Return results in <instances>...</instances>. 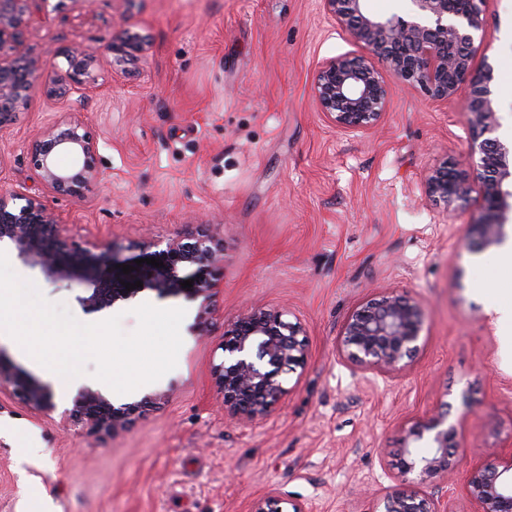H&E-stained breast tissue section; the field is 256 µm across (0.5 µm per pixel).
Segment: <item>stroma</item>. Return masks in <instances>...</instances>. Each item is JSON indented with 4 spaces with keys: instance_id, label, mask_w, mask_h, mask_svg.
Listing matches in <instances>:
<instances>
[{
    "instance_id": "1",
    "label": "stroma",
    "mask_w": 512,
    "mask_h": 512,
    "mask_svg": "<svg viewBox=\"0 0 512 512\" xmlns=\"http://www.w3.org/2000/svg\"><path fill=\"white\" fill-rule=\"evenodd\" d=\"M152 40L127 78L107 47L121 21ZM483 36L494 66L498 135L512 140V0H487ZM27 49L80 43L98 53L83 113L106 173L84 199L48 194V210L78 244L112 245L143 259L184 225L212 220L224 244L210 335H198V303L148 287L88 314L81 287H60L0 243L16 274L83 323L120 316L124 332L149 303L182 308L175 368L150 383L170 397L130 430L90 434L34 418L0 394V512H251L276 491L310 512H376L406 482L402 425L448 403L464 453L452 475L422 484L430 496L453 483L450 512H475L473 471L512 452V269L498 246L470 252L479 207L472 180L452 211L425 193L429 170L467 166L468 89L435 101L390 82L377 127L345 132L312 103V78L331 57L362 53L321 0H66L47 5L25 31ZM64 102L35 95L0 128V193L29 183L27 145ZM397 291L426 311L421 348L396 376L365 373L344 359L349 314ZM257 308L300 323L308 357L286 377L276 409L251 426L224 413L213 376L225 326ZM42 449L23 461L28 447Z\"/></svg>"
}]
</instances>
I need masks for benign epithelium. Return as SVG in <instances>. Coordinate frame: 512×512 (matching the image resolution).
Masks as SVG:
<instances>
[{
    "label": "benign epithelium",
    "mask_w": 512,
    "mask_h": 512,
    "mask_svg": "<svg viewBox=\"0 0 512 512\" xmlns=\"http://www.w3.org/2000/svg\"><path fill=\"white\" fill-rule=\"evenodd\" d=\"M48 0H0V128L26 109L35 92L68 103L29 145L30 180L39 193L21 186L0 194V242L9 241L19 258L51 283L85 287L78 297L83 310L97 313L119 300L134 296L125 284L144 281L159 295L183 291L199 301L198 335L210 334L215 284L207 277L224 265V246L208 224H188L184 233L168 239L159 252L163 266L137 267L128 274L117 267L113 248L95 243L77 246L67 225L43 204V194L81 199L85 190L103 180L97 165L98 142L90 132L83 105L96 64V55L81 44L58 47L53 56L65 68L49 67L46 60L24 48L23 31L32 5ZM323 8L372 53L367 57L340 54L319 66L312 85L317 111L336 128L362 132L376 126L388 99L387 78L436 100L455 97L464 83L470 91L465 113L472 132L468 165L479 184L482 203L469 222L466 247L481 251L500 243L512 218V147L493 137L498 126L491 69L473 67L474 33L482 29L485 0H412L407 18L369 14L364 0H322ZM144 36L128 27L108 45L112 69L127 72V65L149 51ZM466 173L453 163L432 168L426 194L435 205L451 208L462 200ZM193 266L182 276L180 269ZM194 280L183 288L184 280ZM425 311L421 304L397 292L367 301L348 316L340 340L342 355L363 372L392 376L420 349ZM223 360L214 365L218 390L227 415L240 425L264 419L286 393L284 376L304 364L307 356L302 327L284 319L281 311L258 308L224 329ZM5 390L34 414L52 419L57 411L50 387L19 366L0 357V391ZM169 394L156 391L142 399L116 406L101 392L85 388L61 418L88 432L115 435L131 429L147 411L165 404ZM460 422L451 420L442 403L426 420L401 431L400 463L416 478L383 497L381 512H448L446 490L433 500L421 496L416 484L438 472H452L460 459L455 441ZM432 448L429 456L413 452L421 442ZM472 492L479 512H512V453L500 465L487 466L473 476ZM252 512H306L276 492L255 500Z\"/></svg>",
    "instance_id": "obj_1"
}]
</instances>
